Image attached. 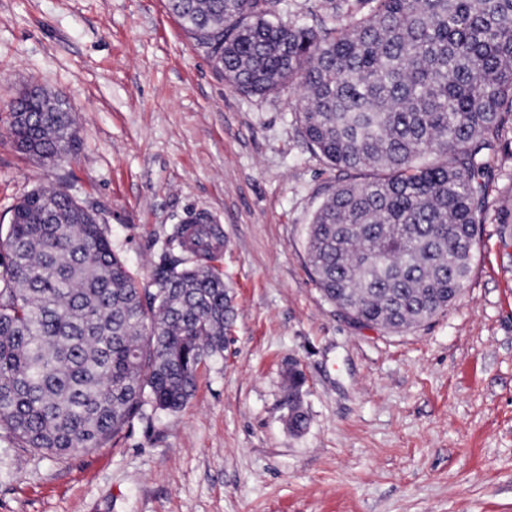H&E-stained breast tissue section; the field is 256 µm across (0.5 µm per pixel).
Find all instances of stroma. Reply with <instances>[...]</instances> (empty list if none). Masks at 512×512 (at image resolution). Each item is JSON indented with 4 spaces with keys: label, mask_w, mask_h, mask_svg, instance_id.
Wrapping results in <instances>:
<instances>
[{
    "label": "stroma",
    "mask_w": 512,
    "mask_h": 512,
    "mask_svg": "<svg viewBox=\"0 0 512 512\" xmlns=\"http://www.w3.org/2000/svg\"><path fill=\"white\" fill-rule=\"evenodd\" d=\"M31 86L74 118L65 161L10 135ZM302 98L235 91L167 0H0V225L33 188L67 183L150 292L173 226L207 212L236 309L181 411L61 459L0 435V512H512V134L487 158L466 287L395 333L353 322L310 276V218L349 175L305 141ZM292 368L300 432L285 422Z\"/></svg>",
    "instance_id": "obj_1"
}]
</instances>
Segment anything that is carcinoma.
Segmentation results:
<instances>
[{"label": "carcinoma", "instance_id": "obj_1", "mask_svg": "<svg viewBox=\"0 0 512 512\" xmlns=\"http://www.w3.org/2000/svg\"><path fill=\"white\" fill-rule=\"evenodd\" d=\"M235 90L297 84L310 147L346 172L308 225L323 296L391 332L444 312L469 279L485 222V158L512 116V0L336 3L319 28L282 17L283 0H167ZM9 122L25 153L67 157L74 122L37 89ZM169 243L196 260L162 264L149 301L94 208L38 187L0 230V432L63 458L103 448L145 406L174 414L201 367L222 355L236 318L213 265L210 217L182 218Z\"/></svg>", "mask_w": 512, "mask_h": 512}]
</instances>
